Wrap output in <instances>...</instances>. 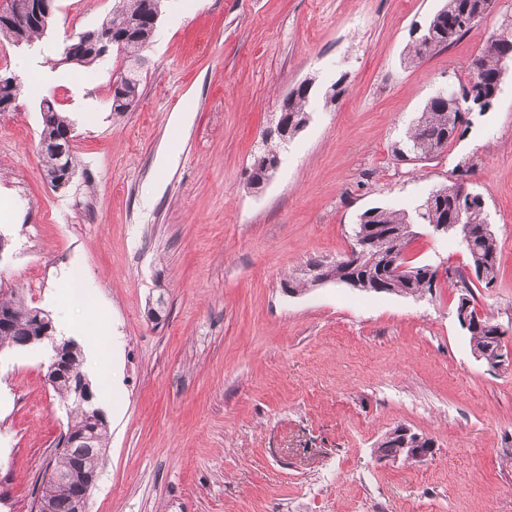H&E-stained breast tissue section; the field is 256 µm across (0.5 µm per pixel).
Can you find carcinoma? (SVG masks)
<instances>
[{
	"label": "carcinoma",
	"mask_w": 512,
	"mask_h": 512,
	"mask_svg": "<svg viewBox=\"0 0 512 512\" xmlns=\"http://www.w3.org/2000/svg\"><path fill=\"white\" fill-rule=\"evenodd\" d=\"M487 0H445V4L426 24L424 30L414 37L408 47L406 63L416 65L437 51H441L465 35L471 28L466 20L486 8ZM112 25L125 26L133 30L124 43L123 56L133 59V64L124 70V78L117 88L110 89L111 110L122 114L129 110L139 95L140 72L136 64L141 62L143 52L152 37L155 25L151 23L149 0H118L116 10L112 12ZM49 25L32 22L27 18L15 16L5 20L0 17V42L9 44H30L40 37ZM512 52V30H503L491 37L485 48L469 61V78L459 85L458 91L463 97H471L470 107L480 112L487 111L496 99L497 75L500 70L501 55ZM108 57L96 43L84 35L67 41L56 63H71L81 66L91 65ZM3 96L0 97V112H10L15 105L5 106L6 91L13 87L20 89L19 77L0 75ZM311 89L305 84L290 90L282 101L288 118L293 120L296 131H301L310 116L308 104ZM42 129L40 149L44 177L54 188H62L66 178L65 167L68 159L62 157L51 146L65 144L64 137L73 132L67 117L55 106V102L45 100L41 105ZM463 116L448 111V105L440 97L431 98L424 106L407 136L409 159H430L448 148L456 138ZM278 166L272 164L265 168L253 164L248 176V185L260 190L275 175ZM453 184H448L445 201H434L422 209L415 207L408 213L383 207H372L362 213L356 231L369 240L370 246L363 262L352 265L343 258L325 267L313 263L309 268H317V274L296 275L288 280V287L295 292H303L315 286L316 276L336 282H344L351 275L358 277L357 289L364 292L391 293L416 298L436 286L437 269L429 264L413 263L406 258V248L413 233L411 224H455L456 234L466 251V268L476 274V279L466 277L464 269H454L453 276L447 278L451 287L458 293L457 303H474L473 288L494 286L499 271V243L490 228L485 203L480 194L472 199L457 200L452 193ZM0 313L22 316L21 323L14 331L0 333V349L24 347L40 342V337L51 327V320L41 309L30 307L24 300L16 297L0 299ZM502 324L494 316L484 315L480 324L469 327L470 344L475 352L503 350L499 331ZM68 364L72 375L54 386V391L69 396L79 384L81 371V349L69 340ZM66 433L76 439L73 447L56 455L52 471L66 474L74 465H79L89 476L97 474L102 450L107 448L110 433L103 413L97 408L78 409L71 407L67 414ZM73 487L69 482L48 477L43 482L39 499L54 505V512H70V499Z\"/></svg>",
	"instance_id": "carcinoma-1"
}]
</instances>
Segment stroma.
Returning a JSON list of instances; mask_svg holds the SVG:
<instances>
[{
	"instance_id": "obj_1",
	"label": "stroma",
	"mask_w": 512,
	"mask_h": 512,
	"mask_svg": "<svg viewBox=\"0 0 512 512\" xmlns=\"http://www.w3.org/2000/svg\"><path fill=\"white\" fill-rule=\"evenodd\" d=\"M442 4L165 0L138 101L120 116L109 92L119 57L58 61L113 0H57L39 42L0 47V71L22 77L16 110L0 115V293L81 335L75 291L87 286L112 329L95 387L112 396L110 440L89 512H512V365L476 358L445 279L419 299L285 287L307 264L344 257L363 211L413 210L470 162L500 246L495 287L474 295L512 352V77L438 157L394 154L427 101L512 29V0H497L460 40L407 65ZM307 79L308 125L250 189L263 132ZM45 99L74 127L65 190L41 170ZM415 230L407 258L466 265L458 238ZM65 267L71 291L58 285ZM49 355L0 351V512H30L66 427ZM400 424L432 437L434 456L378 460Z\"/></svg>"
}]
</instances>
